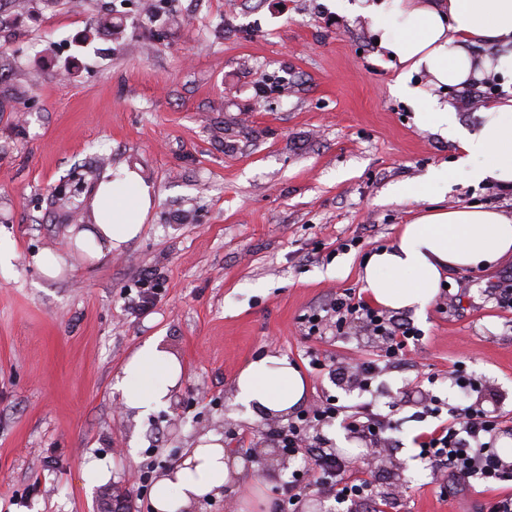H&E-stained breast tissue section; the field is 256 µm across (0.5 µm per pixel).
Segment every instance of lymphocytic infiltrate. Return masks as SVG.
<instances>
[{
    "mask_svg": "<svg viewBox=\"0 0 512 512\" xmlns=\"http://www.w3.org/2000/svg\"><path fill=\"white\" fill-rule=\"evenodd\" d=\"M309 335L320 334L328 324L344 328L359 326L382 342L387 360L399 362L407 354L410 342L419 341L421 332L397 316L373 307L355 289L338 293L323 311L305 315ZM439 407L423 405L419 418H436L435 427L418 433L414 444L422 459L439 471L447 472L449 486L471 484L478 481L487 484L512 483V461H504L494 440L506 432L508 425L502 414H495L471 404L450 409L448 419H441ZM341 420L344 428L361 439L368 455H376L389 447L386 436L395 426L391 416L372 412L369 408L344 412L335 397L328 396L320 404L301 412L296 421L285 427H273L266 436L275 447L288 455L297 454L309 461L311 471L293 472L279 491L278 512H289L293 501L302 499L310 488L323 491L336 504L343 505L372 499V487L360 472L353 470L350 459L329 447L327 439L308 436L309 428Z\"/></svg>",
    "mask_w": 512,
    "mask_h": 512,
    "instance_id": "f902f5d3",
    "label": "lymphocytic infiltrate"
}]
</instances>
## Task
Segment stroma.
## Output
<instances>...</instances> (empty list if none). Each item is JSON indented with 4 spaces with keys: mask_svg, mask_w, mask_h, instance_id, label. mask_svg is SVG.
I'll return each instance as SVG.
<instances>
[{
    "mask_svg": "<svg viewBox=\"0 0 512 512\" xmlns=\"http://www.w3.org/2000/svg\"><path fill=\"white\" fill-rule=\"evenodd\" d=\"M0 0V240L15 245L0 273V512H104L106 494L131 487L152 512L156 480L207 434L242 462L219 494L192 512H272L277 488L302 457L269 463L277 418L236 403L239 372L268 353L287 356L307 381L303 407L326 396L392 413L393 449L372 472L379 495L406 491L394 512H480L483 485L441 492L415 435L436 418L414 414L430 397L466 403L457 375L482 382L485 409L512 415V311L484 291L512 275L451 272L425 315L402 317L424 336L403 364L359 327L307 337L302 317L343 289L399 225L426 209L400 184L456 157L454 144L419 129L396 92L398 72L376 57L362 18L334 0ZM479 96L450 88L474 127L499 80ZM136 169L154 191L141 235L98 262L70 248V212L90 221L100 157ZM512 213V191L459 180L443 208ZM64 254L61 278L36 258ZM152 271L151 312L133 313L138 280ZM184 374L169 404L145 417L120 411L115 376L149 338ZM345 366L376 361L368 393L310 368L311 354ZM107 481L86 490L85 465ZM24 497L26 505L15 502Z\"/></svg>",
    "mask_w": 512,
    "mask_h": 512,
    "instance_id": "stroma-1",
    "label": "stroma"
}]
</instances>
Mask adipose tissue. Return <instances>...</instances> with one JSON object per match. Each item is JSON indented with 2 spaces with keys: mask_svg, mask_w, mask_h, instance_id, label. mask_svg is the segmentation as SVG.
Wrapping results in <instances>:
<instances>
[{
  "mask_svg": "<svg viewBox=\"0 0 512 512\" xmlns=\"http://www.w3.org/2000/svg\"><path fill=\"white\" fill-rule=\"evenodd\" d=\"M336 12L366 20L379 42V61L401 67L396 91L414 107L416 126L457 147L452 165H441L401 190L403 198L431 201L432 209L403 225L395 241L367 256L362 267L364 290L375 305L422 314L448 271L488 269L512 255V216L478 205H434L461 172L475 185L512 188V97L482 106L473 130L460 124L452 104L423 106L432 88L460 90L493 75L512 82V0H369L356 8L336 0ZM476 43L496 46L498 52L470 55L467 47ZM420 72L428 76L426 85L412 81ZM153 205L151 186L136 170L119 166L94 191L91 223L71 228L70 240L90 258L102 259L139 237ZM182 375L180 359L155 337L131 354L114 387L126 410L145 416L167 406ZM305 391L299 370L287 357L273 354L241 371L235 400L259 416L285 417ZM230 473L220 437L203 436L180 466L154 482L151 508L187 512L205 495L219 492Z\"/></svg>",
  "mask_w": 512,
  "mask_h": 512,
  "instance_id": "obj_1",
  "label": "adipose tissue"
}]
</instances>
